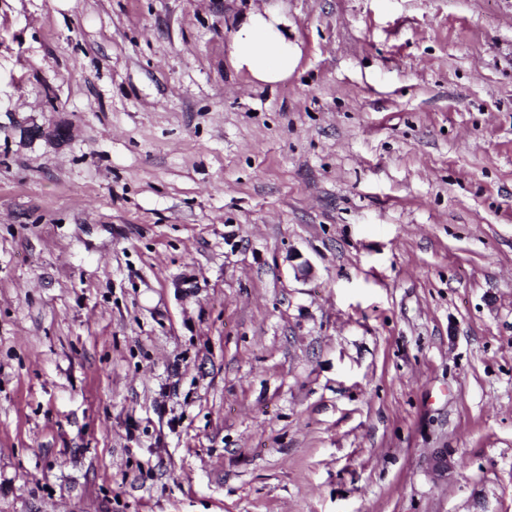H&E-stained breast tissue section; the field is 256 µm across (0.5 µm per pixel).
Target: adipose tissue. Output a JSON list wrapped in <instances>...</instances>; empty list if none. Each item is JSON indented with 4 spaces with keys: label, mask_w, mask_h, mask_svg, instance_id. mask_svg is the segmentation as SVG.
I'll return each mask as SVG.
<instances>
[{
    "label": "adipose tissue",
    "mask_w": 512,
    "mask_h": 512,
    "mask_svg": "<svg viewBox=\"0 0 512 512\" xmlns=\"http://www.w3.org/2000/svg\"><path fill=\"white\" fill-rule=\"evenodd\" d=\"M284 25L281 17L269 11L248 15L233 39V65L262 83L276 84L288 79L297 66L298 56Z\"/></svg>",
    "instance_id": "adipose-tissue-1"
}]
</instances>
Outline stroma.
<instances>
[{"label":"stroma","instance_id":"1","mask_svg":"<svg viewBox=\"0 0 512 512\" xmlns=\"http://www.w3.org/2000/svg\"><path fill=\"white\" fill-rule=\"evenodd\" d=\"M0 512H512V0H0ZM278 15L251 13L235 33L232 63L262 83L276 84L293 73L298 63L296 48L288 41ZM20 132L24 139L33 140L38 138H49L58 144L67 141L70 137V129L67 126L58 125L53 129L46 131L41 126L23 125L20 126Z\"/></svg>","mask_w":512,"mask_h":512}]
</instances>
